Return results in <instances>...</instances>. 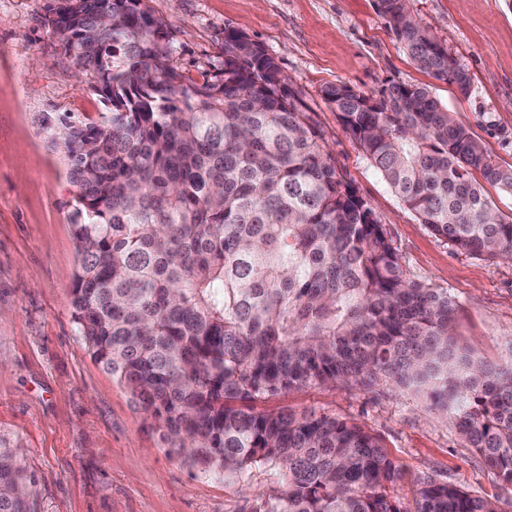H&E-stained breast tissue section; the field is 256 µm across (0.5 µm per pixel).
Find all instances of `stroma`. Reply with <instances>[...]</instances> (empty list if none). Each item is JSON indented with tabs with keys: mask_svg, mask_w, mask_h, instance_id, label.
Returning <instances> with one entry per match:
<instances>
[{
	"mask_svg": "<svg viewBox=\"0 0 512 512\" xmlns=\"http://www.w3.org/2000/svg\"><path fill=\"white\" fill-rule=\"evenodd\" d=\"M167 23L172 63L202 80L224 67L238 30L274 57L327 145L337 173L365 199L411 276L456 302L450 328L475 357L512 358V263L438 240L343 132L322 95L344 83L378 96L389 83L426 86L497 165L512 168V7L505 0H410V9L471 78L468 94L432 78L388 31L377 0H144ZM57 0H0V435L34 476L33 512H248L263 480L235 482L169 453L158 423L89 355L72 316L78 267L67 165L44 119L97 121L109 107L59 59L45 24ZM267 411L333 413L378 435L405 472L412 503L433 477L512 512V486L463 446L422 395L393 387L309 386Z\"/></svg>",
	"mask_w": 512,
	"mask_h": 512,
	"instance_id": "1",
	"label": "stroma"
}]
</instances>
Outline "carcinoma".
Here are the masks:
<instances>
[{"instance_id":"carcinoma-1","label":"carcinoma","mask_w":512,"mask_h":512,"mask_svg":"<svg viewBox=\"0 0 512 512\" xmlns=\"http://www.w3.org/2000/svg\"><path fill=\"white\" fill-rule=\"evenodd\" d=\"M417 65L466 94L465 69L411 13L378 0ZM144 0H58L46 24L111 105L101 123L45 121L76 189L74 322L97 363L192 465L269 492L250 512H409L380 439L334 414L258 411L304 386H399L428 395L512 486V360L457 348L445 290L407 274L386 227L330 162L275 59L224 32V70L197 83L147 27ZM323 97L371 166L439 240L512 260V169L428 88ZM35 479L0 439V512H29ZM414 512H500L432 477Z\"/></svg>"}]
</instances>
